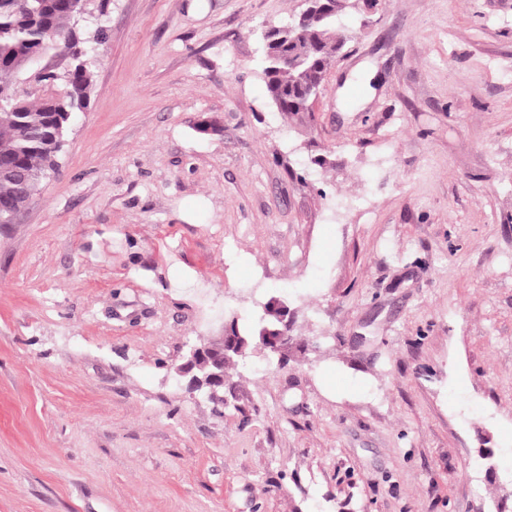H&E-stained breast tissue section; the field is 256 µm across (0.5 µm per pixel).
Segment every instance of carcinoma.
<instances>
[{"mask_svg": "<svg viewBox=\"0 0 512 512\" xmlns=\"http://www.w3.org/2000/svg\"><path fill=\"white\" fill-rule=\"evenodd\" d=\"M81 11L82 0H0V147H6L0 150V224L11 223L14 206L26 201L25 190L37 195L43 181L56 172L70 121L89 106L92 80L85 45L102 41L104 32L98 29L88 38L67 26ZM347 43L336 34L334 17L304 27L295 22L277 43L265 42L264 50H275L265 55L264 74L277 109L288 116L311 115V103L328 65ZM59 54L69 56V68L61 74L46 72L41 84L50 86L62 80L66 85L63 94L32 102L18 93L19 80ZM280 315L268 303L257 323L247 326L234 318L224 338L208 342L210 346L222 343L228 349L219 369L222 377H227V369L239 357L231 348L246 350L269 334L285 337L280 355L283 360L288 358L293 336ZM210 371L205 361L196 368L197 391L210 390Z\"/></svg>", "mask_w": 512, "mask_h": 512, "instance_id": "carcinoma-1", "label": "carcinoma"}]
</instances>
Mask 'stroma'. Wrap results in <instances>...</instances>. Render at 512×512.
Masks as SVG:
<instances>
[{"instance_id": "35a3bbf8", "label": "stroma", "mask_w": 512, "mask_h": 512, "mask_svg": "<svg viewBox=\"0 0 512 512\" xmlns=\"http://www.w3.org/2000/svg\"><path fill=\"white\" fill-rule=\"evenodd\" d=\"M302 9L85 0L90 105L0 224V512H512V0H346L290 118ZM273 297L290 359L216 413L175 369ZM309 6L299 17L300 23H309L317 10ZM313 10V11H312ZM286 32L274 38L273 44L264 37L266 87L277 109L288 116L307 115L313 112L311 103L324 81L330 61L339 55L349 39L336 34V17L310 22L304 27L298 21L283 27ZM274 49L273 55L268 54ZM276 58H283L278 62ZM315 96V98H314Z\"/></svg>"}]
</instances>
